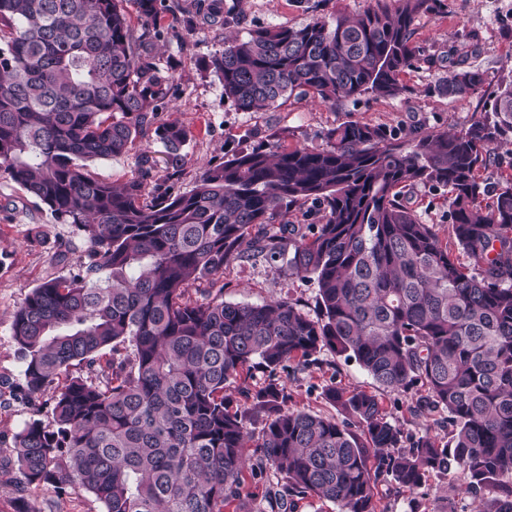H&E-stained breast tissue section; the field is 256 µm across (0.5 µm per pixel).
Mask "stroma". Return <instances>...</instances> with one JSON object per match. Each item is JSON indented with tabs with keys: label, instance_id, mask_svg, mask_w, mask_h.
Segmentation results:
<instances>
[{
	"label": "stroma",
	"instance_id": "stroma-1",
	"mask_svg": "<svg viewBox=\"0 0 512 512\" xmlns=\"http://www.w3.org/2000/svg\"><path fill=\"white\" fill-rule=\"evenodd\" d=\"M441 10L417 19L413 44L424 54L434 56L435 66L415 65L404 76L412 89L405 101L376 99L364 95L336 106L317 105L310 99L293 97L274 110L260 113L240 112L225 101L217 77L201 67L224 47L225 29L196 22L194 28L178 23L168 42L158 48L159 64L170 75L164 107L153 123L145 125L128 152L120 157L90 163L89 170L98 180L122 182L137 170L142 159H149L151 177L146 195L157 189L173 187L192 190L210 162L251 148L279 136L282 145L325 146L328 130L356 121L400 128L403 135L415 129H459L467 126L483 108L481 95L441 97L430 88L443 75L450 62L467 59L485 71L486 90H494L512 77V0H443ZM366 0H224L227 9L242 13L239 35L268 26H303L318 18L339 13L355 15ZM176 122L189 132L179 165H171L155 129ZM410 201L418 214L435 225L441 237L451 235V221L444 190L417 188ZM84 247L81 238L68 225L58 223L47 207L26 194L18 185L0 178V382L16 383L23 362L12 337L14 312L26 295L43 281L63 275L56 264L57 250L78 255ZM284 255L276 260L244 255L224 271V299L231 303L260 304L270 299L295 302L308 314H315L316 284L312 278L289 270L286 257L290 244H283ZM291 396L290 404L324 414L333 413L325 399V387L337 385L348 390L378 394L390 418L405 435L430 432L447 436L448 426L440 411L422 416L411 411L413 396L380 390L356 361L323 351L317 366L280 378ZM33 417L27 404L0 397V512H100L99 503L81 492L58 495L49 484L27 486L18 473L15 437ZM381 512H442L446 496L458 497L456 475L431 477L414 492L394 485L379 486Z\"/></svg>",
	"mask_w": 512,
	"mask_h": 512
}]
</instances>
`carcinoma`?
Listing matches in <instances>:
<instances>
[{
	"label": "carcinoma",
	"mask_w": 512,
	"mask_h": 512,
	"mask_svg": "<svg viewBox=\"0 0 512 512\" xmlns=\"http://www.w3.org/2000/svg\"><path fill=\"white\" fill-rule=\"evenodd\" d=\"M440 7L368 0L355 16L257 28L225 38L206 69L241 112L293 96L406 100L415 22ZM199 11L236 22L224 0ZM167 12L166 0H0V177L85 244L76 271L33 288L14 314L24 368L9 393L36 414L16 437L21 482L86 491L102 512H293L309 498L381 512L379 484L413 492L453 470L472 512H512V181L488 206L480 181L512 145V80L487 94L491 120L416 132L408 146L393 128L345 122L323 147L269 141L208 164L189 192L147 199L145 164L106 183L86 163L126 153L164 105L169 76L151 51L168 38ZM485 82L457 62L431 91L477 94ZM156 135L178 164L186 129ZM419 185L448 190L456 249L410 207ZM307 204L322 223L275 225ZM285 234L289 270L316 283V315L284 299L225 302L224 269L243 246L273 260ZM325 349L386 391L415 392L414 413H448L451 436L400 451V428L366 391L325 389L342 420L288 406L279 374ZM234 383L247 412L231 408ZM248 473L266 481L259 499Z\"/></svg>",
	"instance_id": "1"
}]
</instances>
